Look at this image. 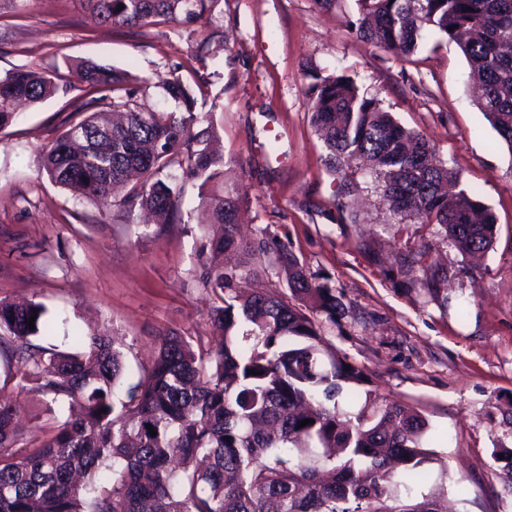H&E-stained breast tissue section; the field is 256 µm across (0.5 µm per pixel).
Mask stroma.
<instances>
[{
    "label": "stroma",
    "mask_w": 512,
    "mask_h": 512,
    "mask_svg": "<svg viewBox=\"0 0 512 512\" xmlns=\"http://www.w3.org/2000/svg\"><path fill=\"white\" fill-rule=\"evenodd\" d=\"M355 0L318 10L312 0H209L189 23L102 24L79 0H0V75L26 67L65 72L91 59L154 84L180 75L196 110L215 112L217 143L237 166L242 228L265 242L260 282L287 292L276 262L287 245L308 273L326 276L347 307L324 336L364 366L368 387L413 408L436 429L448 465L451 512H512L506 470L493 448H512V154L473 102L459 47L424 40L411 61L357 38ZM345 75L377 96L405 128L425 135L436 156L476 189L498 225L493 251L479 260L443 241L435 225L398 224L374 182L357 180L351 223L336 206L326 148L310 123L314 75ZM78 90L26 108L0 131V299L43 304L75 350V336L108 334L129 376L147 367L159 336L174 330L212 338L211 302L190 227L202 220L198 188L184 183L180 222L158 228L140 212L102 208L48 180L41 150L67 125ZM438 268L447 305L400 272L422 242ZM0 358V388L18 409L17 447L54 433L48 400L19 391Z\"/></svg>",
    "instance_id": "stroma-1"
}]
</instances>
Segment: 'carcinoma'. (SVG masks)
Wrapping results in <instances>:
<instances>
[{
    "label": "carcinoma",
    "instance_id": "cac0c4a2",
    "mask_svg": "<svg viewBox=\"0 0 512 512\" xmlns=\"http://www.w3.org/2000/svg\"><path fill=\"white\" fill-rule=\"evenodd\" d=\"M79 2L102 23L136 27L191 20L208 0ZM356 5V34L385 51L408 56L432 32L457 43L479 90L476 105L512 155V0ZM68 69L82 92L73 113L84 118L42 147L43 171L102 207L111 205L115 185L137 176L119 205L146 209L160 225L181 214L174 171L196 181L211 224L200 236L201 283L215 297L210 319L223 341L209 347L198 336L167 334L120 398L126 367L110 337L92 336L74 352L35 344L32 338L51 332L45 307L0 299V357L20 374V390L51 398L62 413L39 448L15 452L16 409L0 398V512H442L447 467L437 471L435 488L418 489L435 461L438 436L429 422L369 391L357 412L339 404L368 382L363 367L325 340L319 321L334 324L344 314L342 294L306 273L285 245L278 261L288 273L287 295H243L237 271L220 262L239 252L255 275L261 248L240 237L241 195L224 183L235 159L209 149L219 128L213 113L195 112L193 90L174 74L155 84L174 107L157 110L145 102L146 86L110 65L86 59ZM316 80L311 123L338 181V209L347 208L357 169L377 183L396 223L438 224L463 255L493 249V213L459 187L454 169L435 161L424 135L399 124L350 78ZM58 90L53 76L35 69L0 76V130ZM103 105L120 120L103 119ZM430 250L422 244L403 267L421 273L438 302L439 274L423 265Z\"/></svg>",
    "mask_w": 512,
    "mask_h": 512
}]
</instances>
